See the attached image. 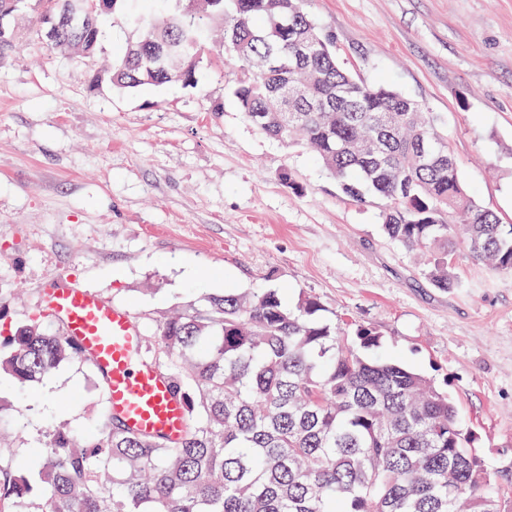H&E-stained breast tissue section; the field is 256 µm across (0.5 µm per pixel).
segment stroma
Instances as JSON below:
<instances>
[{
    "mask_svg": "<svg viewBox=\"0 0 512 512\" xmlns=\"http://www.w3.org/2000/svg\"><path fill=\"white\" fill-rule=\"evenodd\" d=\"M302 7L356 79L435 113L467 193L512 224V0ZM11 27L16 49L0 60V332L43 309L56 273L130 307L145 331L203 295L316 297L326 318L373 327L384 356L448 391L512 512V274L459 251V287L433 288L423 258L384 236L379 201L353 202L302 145L246 120L234 61L203 66L194 88L95 87L92 74L134 37L127 21L105 23L92 59L48 50L39 7ZM104 405L77 361L23 389L0 385V432L13 441L0 461L59 424L94 431Z\"/></svg>",
    "mask_w": 512,
    "mask_h": 512,
    "instance_id": "obj_1",
    "label": "stroma"
}]
</instances>
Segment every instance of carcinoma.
I'll list each match as a JSON object with an SVG mask.
<instances>
[{
    "label": "carcinoma",
    "mask_w": 512,
    "mask_h": 512,
    "mask_svg": "<svg viewBox=\"0 0 512 512\" xmlns=\"http://www.w3.org/2000/svg\"><path fill=\"white\" fill-rule=\"evenodd\" d=\"M28 2L0 0V58L14 50L10 18ZM128 2L95 0L57 50L93 56L103 19ZM184 2L156 0L155 14L132 16L135 45L93 82L192 87L222 27L245 118L285 145L301 141L353 200H380L388 238L434 253L433 287L457 286L448 256L459 249L512 273V224L464 190L434 113L354 79L301 0ZM423 143L445 152L422 162ZM321 310L305 295L290 307L270 288L159 315L143 347L184 400V435H143L118 416L87 437L58 427L18 467L0 463V512H19L36 492V512H498L478 437L448 393L372 357L382 344L373 328L319 320ZM72 360L83 357L40 312L0 339V381L20 388Z\"/></svg>",
    "instance_id": "1"
}]
</instances>
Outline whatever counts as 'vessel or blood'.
<instances>
[{
  "instance_id": "b4317fda",
  "label": "vessel or blood",
  "mask_w": 512,
  "mask_h": 512,
  "mask_svg": "<svg viewBox=\"0 0 512 512\" xmlns=\"http://www.w3.org/2000/svg\"><path fill=\"white\" fill-rule=\"evenodd\" d=\"M44 300L79 354L104 374L108 415L120 416L132 429L178 439L185 429L184 402L171 381L146 363L131 309L68 286L62 277L46 289Z\"/></svg>"
}]
</instances>
